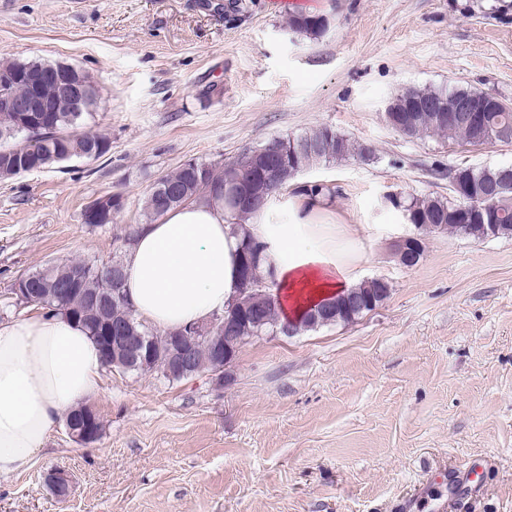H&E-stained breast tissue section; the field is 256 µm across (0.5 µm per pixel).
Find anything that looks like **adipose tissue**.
<instances>
[{
	"instance_id": "ef3b65f1",
	"label": "adipose tissue",
	"mask_w": 512,
	"mask_h": 512,
	"mask_svg": "<svg viewBox=\"0 0 512 512\" xmlns=\"http://www.w3.org/2000/svg\"><path fill=\"white\" fill-rule=\"evenodd\" d=\"M361 232L326 191L272 194L243 225L231 223L223 203L192 199L139 227L125 257L126 299L162 332L222 314L238 294L241 242L249 237L261 247L271 293L294 321L357 286ZM103 368L99 348L71 319L0 323V477L30 467Z\"/></svg>"
}]
</instances>
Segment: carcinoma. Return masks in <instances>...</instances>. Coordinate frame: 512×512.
Segmentation results:
<instances>
[{"label":"carcinoma","mask_w":512,"mask_h":512,"mask_svg":"<svg viewBox=\"0 0 512 512\" xmlns=\"http://www.w3.org/2000/svg\"><path fill=\"white\" fill-rule=\"evenodd\" d=\"M288 27L299 34L317 39L325 34L326 29L321 23L320 15L306 11H295L288 15ZM42 61H0V75L18 73L28 68L45 67ZM83 80L91 88L84 100L80 111L61 110L54 113L50 127L40 132H30L18 127L11 114H0V134L13 145L24 146L25 156L34 157L37 169H47L59 166L74 158L93 159L91 150L96 146L109 151L110 142L102 134L84 131L75 132V128L86 116L97 111L100 105L99 90L87 74H82ZM473 96L481 98L484 93L461 87L439 88H409L396 95V99L405 102L409 99H434L453 96ZM416 131L420 137H430L440 140L461 141L468 145L483 142V134L465 126L450 127L437 122L434 114L429 111L419 112ZM315 141L321 144V151L309 154L301 149L304 143ZM287 162L294 167L307 169L321 161H342L357 157L369 161L374 157V151L362 144H357L345 135L328 126H321L309 132L296 136H287L280 141ZM509 169V176L503 175L504 169ZM482 166L460 171L463 181L477 193H488L490 197L480 201L485 206L479 218L466 224H459L453 218L457 206V194L445 198L439 196L399 195L389 198L392 206L402 212L409 224H418L427 219L434 224L444 225L443 232L453 231L466 237H476L487 233V224L497 225L499 232H512V166ZM169 186L177 191L178 196L171 203L161 205L158 189ZM208 196L224 202V208H229L224 196V166L219 162H195V165L180 164L174 171L164 175V181L153 186L146 197L144 210L147 219L155 220L167 211L181 205L190 198ZM244 259L251 267L252 281L242 282L240 293L246 300V309L250 316L237 326L234 336L230 338L233 345L241 347L244 340L261 333L267 336L271 333L288 335V328H293L295 334L312 331L325 326L322 320L314 319L312 311L301 315L296 324L288 325V320L282 317L277 299L265 286L263 271L258 262V252L255 242L249 241L244 245ZM124 265V256H114L107 262L86 261L73 259L64 263H49L25 275L30 298L38 299L37 306L50 314H61L78 321L92 339H97L104 330L103 320L128 321V339L133 347L146 346L152 349V359L138 361L133 370L143 373H157L164 379L174 383L193 377L204 367H214L210 353L206 349H198L193 354L192 365L184 369L182 375H168L169 353L172 341L179 332L157 334L152 332L137 317L126 299L109 302L102 308L99 300L107 297L112 280L108 276L107 266L110 264ZM391 293L390 286L379 284L372 278L361 286L348 291L350 299H360L366 304V311L379 306ZM79 414L94 417L97 434L103 436L104 424L98 413L87 404H80L69 410L64 421L71 422Z\"/></svg>","instance_id":"obj_1"}]
</instances>
